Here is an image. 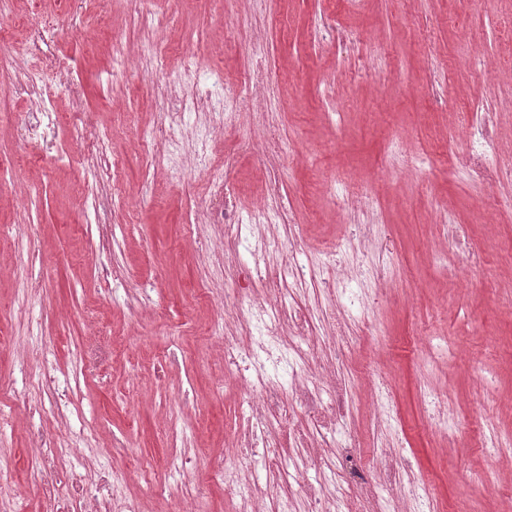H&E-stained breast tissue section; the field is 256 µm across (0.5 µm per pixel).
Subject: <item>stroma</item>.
I'll list each match as a JSON object with an SVG mask.
<instances>
[{
    "mask_svg": "<svg viewBox=\"0 0 512 512\" xmlns=\"http://www.w3.org/2000/svg\"><path fill=\"white\" fill-rule=\"evenodd\" d=\"M156 17L162 27L153 25ZM511 18L512 0L479 10L460 0H242L229 30L224 0H16L13 18H0L19 54L0 64V158L11 162L0 170V236L31 237L35 250L0 251V323L18 340L0 349V372L49 364L68 373L84 364L66 406L45 393L30 396L44 421L68 437L75 463L108 461L111 438L122 433L133 447L111 463L120 488L135 495L147 478L161 476L173 486L182 472L158 467L169 453V428L184 447L220 452L225 428L244 415L207 334L224 293L221 230H186L213 171L234 150L240 223L254 227L256 201L277 173L304 261L376 262L377 245L362 249L341 208L312 188L314 175L342 168L363 177L374 200L366 219L379 225L395 263L387 300L368 311L384 346L376 353L370 339H356L345 374L351 424L365 427L371 381L382 377L397 410L390 439L399 466L429 474L439 512L461 504L490 512L499 487L471 500L457 476L487 468L489 428L512 431V413L502 407L512 400V310L501 305L512 288V166L480 184L462 164L472 141L457 115L470 113L471 128L488 131L490 157L512 158V39L502 35ZM330 20L348 33L334 46L324 38ZM365 33L383 55H367ZM254 38L266 51L264 107H250L221 131L213 112L186 115L191 134L142 151L172 107L173 86L194 84L223 108V87L200 66L218 63L227 78L247 73ZM116 39L128 46L117 60ZM151 39L160 41V56L140 53ZM59 57L71 64L75 85L49 111L38 110L34 93L20 89L24 74ZM76 104L111 133L121 180H108L105 163L81 154L77 127L59 125V114ZM271 121L305 145L300 159L275 153L257 163L251 146ZM434 197L449 223L463 225L462 251L478 258L480 284L461 298L449 292L437 256ZM329 241L338 245L331 256L322 251ZM106 266L123 271L120 284L104 279ZM32 268L38 281L29 279ZM139 288L151 312L124 306L125 290ZM421 338L447 351L467 347L466 364L420 365ZM485 376L493 391L482 397ZM438 384L447 386L464 428L450 449L439 447L423 404L424 391ZM1 417L8 423L0 429V467L11 469L23 512H40L28 422L5 394Z\"/></svg>",
    "mask_w": 512,
    "mask_h": 512,
    "instance_id": "1",
    "label": "stroma"
}]
</instances>
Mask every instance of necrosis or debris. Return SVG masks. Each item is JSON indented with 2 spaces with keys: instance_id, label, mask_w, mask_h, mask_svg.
<instances>
[{
  "instance_id": "4bbe7bcc",
  "label": "necrosis or debris",
  "mask_w": 512,
  "mask_h": 512,
  "mask_svg": "<svg viewBox=\"0 0 512 512\" xmlns=\"http://www.w3.org/2000/svg\"><path fill=\"white\" fill-rule=\"evenodd\" d=\"M237 156H224L208 199L195 221L224 228V283L221 309L226 334L218 344L224 358V383L247 395L250 411L237 432L242 453L234 462L195 448L180 455L186 502L203 498L214 487L238 498L237 512H431L426 474L400 468L397 451L379 448L365 453L361 437L345 433L350 409L342 370L349 359L352 310H365L368 298L350 289L352 272L325 275L291 258L263 276L241 281V253L253 258L272 249L270 241L243 235L236 207ZM317 286L325 301L322 325H315L303 306L289 298ZM283 368L287 382L271 378L270 367ZM55 393L46 373L28 377L26 393H17L12 377L0 375V392L16 394L29 418L30 442L37 450L33 472L42 512H142L139 498L112 486L96 467L75 468L66 459L56 434L35 422L32 391ZM389 491L379 501L376 490Z\"/></svg>"
}]
</instances>
